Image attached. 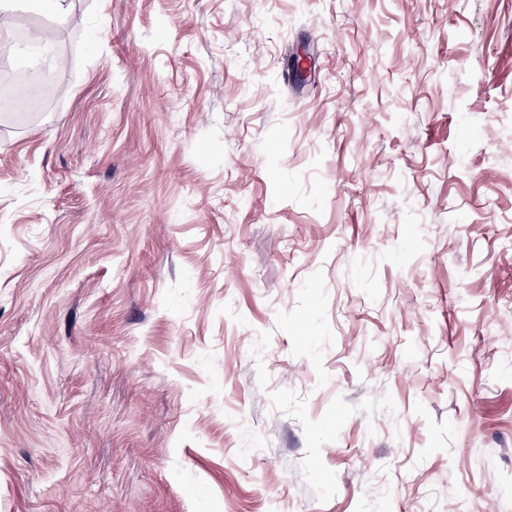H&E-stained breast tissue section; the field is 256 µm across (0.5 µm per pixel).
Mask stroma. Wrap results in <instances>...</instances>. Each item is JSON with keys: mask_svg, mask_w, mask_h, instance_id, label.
<instances>
[{"mask_svg": "<svg viewBox=\"0 0 512 512\" xmlns=\"http://www.w3.org/2000/svg\"><path fill=\"white\" fill-rule=\"evenodd\" d=\"M10 25L0 512H512V0ZM45 91L41 85L32 84L22 87L16 96L4 99L11 109H33L36 108L44 98Z\"/></svg>", "mask_w": 512, "mask_h": 512, "instance_id": "35a3bbf8", "label": "stroma"}]
</instances>
